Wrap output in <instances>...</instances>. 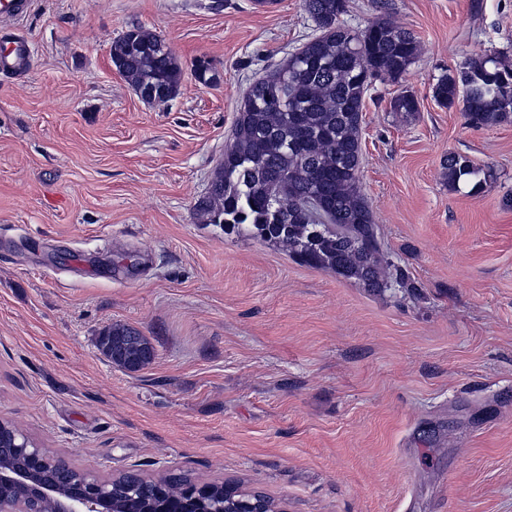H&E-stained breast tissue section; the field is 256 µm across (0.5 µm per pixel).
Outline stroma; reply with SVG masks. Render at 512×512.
<instances>
[{
    "mask_svg": "<svg viewBox=\"0 0 512 512\" xmlns=\"http://www.w3.org/2000/svg\"><path fill=\"white\" fill-rule=\"evenodd\" d=\"M213 3L31 0L7 22L33 59L0 74V418L72 467L282 512H512V118L433 96L473 55L512 65V0H347L346 26L388 15L421 45L363 111L361 189L415 284L379 293L197 219L247 86L316 34L302 0ZM135 25L182 66L167 107L110 61ZM404 87L418 112L392 111ZM451 151L479 182L449 187ZM115 325L149 365L101 353ZM105 336H108L109 351L104 350L102 337L99 347L112 363L121 368L138 371L153 360L152 345L137 329L129 326H114ZM251 494L243 493L236 489L226 486V494L224 496V488L220 489L216 487L213 496L216 498L226 499L224 501V511L225 512H269V511H277L282 512V510L270 509V506L262 505V501L256 500L251 501L249 499ZM223 511V512H224Z\"/></svg>",
    "mask_w": 512,
    "mask_h": 512,
    "instance_id": "stroma-1",
    "label": "stroma"
}]
</instances>
